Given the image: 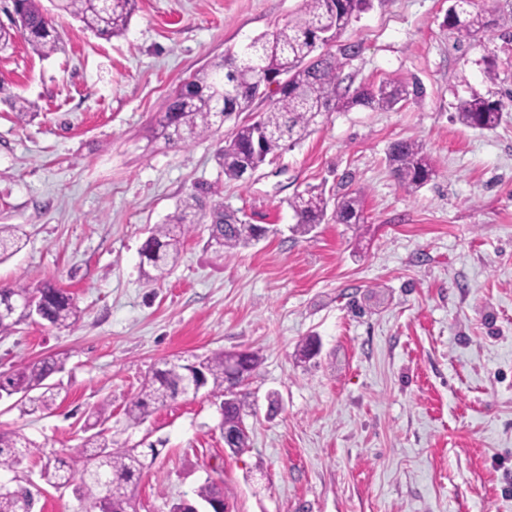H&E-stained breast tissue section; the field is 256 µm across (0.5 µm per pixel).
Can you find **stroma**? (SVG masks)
<instances>
[{"label": "stroma", "instance_id": "obj_1", "mask_svg": "<svg viewBox=\"0 0 512 512\" xmlns=\"http://www.w3.org/2000/svg\"><path fill=\"white\" fill-rule=\"evenodd\" d=\"M57 4L42 0L56 53L39 57L19 36L0 45V224L24 233L0 260V288L56 282L81 318L0 336V374L66 358L49 379L53 410L2 398L0 432L63 454L81 444L89 410L110 403L113 439L158 450L127 487L136 512H169L208 479L224 512H512V0H487L500 21L490 55L457 47L449 0H373L341 37L357 49L342 78L355 89L416 81L422 96L319 117L243 181L217 155L271 92L179 146L161 134L162 107L302 0H138L110 39ZM490 93L504 101L495 129L457 120L462 100ZM16 97L33 112L18 117ZM398 140L434 162L417 192L388 167ZM201 184L267 236L225 257L197 225L179 263L146 282L149 228ZM312 188L333 200L362 191L364 224L296 231L289 202ZM311 336L319 352L299 360ZM243 350L261 355L242 388L248 448L225 447L220 400L204 394L126 428V402L163 360ZM18 472L36 490L33 512H85L33 460Z\"/></svg>", "mask_w": 512, "mask_h": 512}]
</instances>
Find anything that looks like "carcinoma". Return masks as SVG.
Here are the masks:
<instances>
[{
    "instance_id": "1",
    "label": "carcinoma",
    "mask_w": 512,
    "mask_h": 512,
    "mask_svg": "<svg viewBox=\"0 0 512 512\" xmlns=\"http://www.w3.org/2000/svg\"><path fill=\"white\" fill-rule=\"evenodd\" d=\"M20 20L17 32L32 52L48 57L60 49V34L45 13L40 0H13ZM136 0H111L107 8L97 0H59V9L79 19L86 28L102 36L122 34L135 11ZM372 6V0H303L300 12L282 27L253 40L244 51L221 60L210 70L193 77L190 84L168 98L163 105L162 128L168 141L178 144L210 136L219 129L221 117L243 111L258 93L259 85L271 76H287L286 86L274 92L268 111L258 120L239 127L218 154L224 175L241 178L243 162L264 164L268 156L282 149L288 140L306 135L316 118L324 112L344 110L367 104L392 110L410 97H419L423 89L416 82H385L375 90L341 87V64L332 55L314 56L318 45L335 41L353 19ZM475 0H452L446 24L459 43L485 44L486 33L498 20H487L473 12ZM503 102L493 97L474 95L458 106L459 121L472 128L492 130L501 118ZM388 166L397 182L410 192L423 187L434 174L432 159L415 141H397L387 154ZM297 227L307 232L323 223L328 200L323 193L307 190L290 201ZM196 194L185 197L164 224L149 229L141 247V272L149 281L161 278L174 266L188 236L194 231L191 217L203 210ZM210 219L208 245L231 255L256 238V226L245 224L235 214L216 203L203 214ZM333 218L338 224L364 223L362 193L344 195L336 200ZM21 237L12 224H0V256L20 248ZM18 292L32 295L50 326L69 329L80 318V309L68 291L46 282L36 288L18 286L0 288V335L9 336L30 320V313L14 305ZM260 362L256 351H221L196 358L192 363L164 361L153 369L139 391L124 407L126 427L142 425L155 409L184 394L193 373L202 375L212 395L223 396L234 386L232 371L251 376ZM64 365L60 357L22 362L9 374L0 375V395L42 390L40 407L50 410L55 394L46 380ZM222 421L234 425L243 422V403L231 395L221 403ZM156 449L128 448L92 432L83 444L67 457L47 454L44 448L17 433H0V471H12L28 457L46 458L42 476L55 487L73 488L76 497L86 502V512H130L133 509L126 486L145 467L147 456ZM196 499L206 503L224 498L216 483L207 479L195 490ZM35 498L28 488L16 493L0 492V512H33Z\"/></svg>"
}]
</instances>
